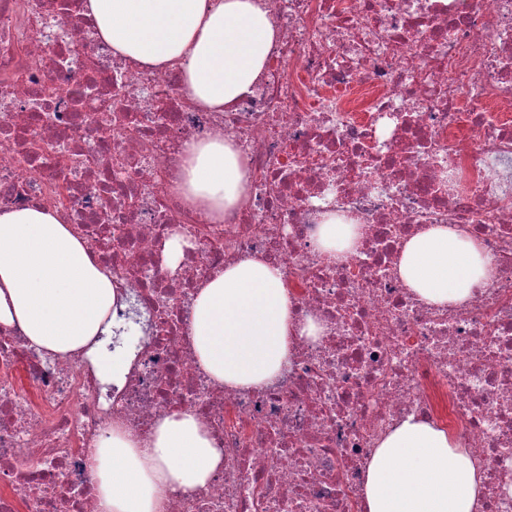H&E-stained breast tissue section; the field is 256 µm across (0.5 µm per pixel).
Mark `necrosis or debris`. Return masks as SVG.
I'll use <instances>...</instances> for the list:
<instances>
[{
	"label": "necrosis or debris",
	"mask_w": 512,
	"mask_h": 512,
	"mask_svg": "<svg viewBox=\"0 0 512 512\" xmlns=\"http://www.w3.org/2000/svg\"><path fill=\"white\" fill-rule=\"evenodd\" d=\"M78 3L0 0V210L59 213L139 337L112 383L87 351L52 357L0 327V512H98L102 439L147 442L175 411L224 465L163 512H362L368 458L411 415L482 468L483 512H512V0H266L268 65L221 112L188 101L179 69L114 58ZM216 135L248 159L247 200L221 221L176 185L185 143ZM326 210L359 226L335 257L315 244ZM435 224L492 270L464 304L398 276ZM255 253L324 334L296 339L270 384L229 389L197 362L190 301Z\"/></svg>",
	"instance_id": "4bbe7bcc"
}]
</instances>
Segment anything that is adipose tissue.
Wrapping results in <instances>:
<instances>
[{
    "label": "adipose tissue",
    "instance_id": "obj_1",
    "mask_svg": "<svg viewBox=\"0 0 512 512\" xmlns=\"http://www.w3.org/2000/svg\"><path fill=\"white\" fill-rule=\"evenodd\" d=\"M95 36L121 60L179 68L186 95L220 112L249 95L268 63L276 23L263 0H84ZM179 191L220 221L247 198V160L223 137L187 142ZM355 225L322 214L319 246L351 249ZM404 285L435 306L462 304L490 272L480 243L437 224L409 239L398 263ZM116 294L110 273L57 213L39 207L0 210V325L19 328L54 357L112 333ZM190 336L201 369L232 389L275 379L292 337L323 334L297 317L280 271L248 255L206 279L190 309ZM224 457L189 412L160 418L147 446L120 431L94 456L99 512H160L164 492L205 488ZM483 475L447 431L408 417L380 441L366 465L363 512H479Z\"/></svg>",
    "mask_w": 512,
    "mask_h": 512
}]
</instances>
